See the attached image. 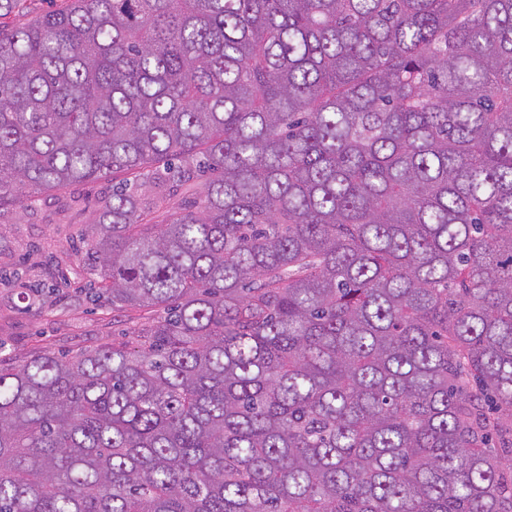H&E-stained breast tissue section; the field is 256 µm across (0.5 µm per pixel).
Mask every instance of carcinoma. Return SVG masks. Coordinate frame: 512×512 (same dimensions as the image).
<instances>
[{"label": "carcinoma", "instance_id": "1", "mask_svg": "<svg viewBox=\"0 0 512 512\" xmlns=\"http://www.w3.org/2000/svg\"><path fill=\"white\" fill-rule=\"evenodd\" d=\"M101 179L97 294L164 316L0 358V512H512V0L0 29V212Z\"/></svg>", "mask_w": 512, "mask_h": 512}]
</instances>
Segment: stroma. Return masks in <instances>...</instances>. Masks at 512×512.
<instances>
[{
  "label": "stroma",
  "mask_w": 512,
  "mask_h": 512,
  "mask_svg": "<svg viewBox=\"0 0 512 512\" xmlns=\"http://www.w3.org/2000/svg\"><path fill=\"white\" fill-rule=\"evenodd\" d=\"M106 183L77 184L0 215V352L55 353L106 341L113 332L132 335L142 312L92 300L87 286L97 274L80 257L79 235L94 218ZM68 278L64 294L55 286Z\"/></svg>",
  "instance_id": "stroma-1"
}]
</instances>
